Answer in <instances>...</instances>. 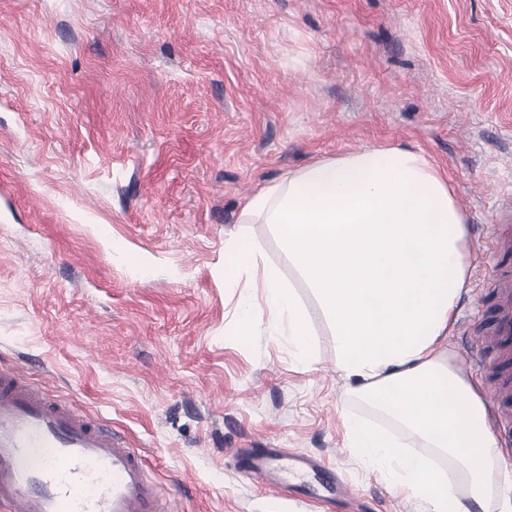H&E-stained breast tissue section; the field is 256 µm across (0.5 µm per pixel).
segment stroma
<instances>
[{"label": "stroma", "mask_w": 512, "mask_h": 512, "mask_svg": "<svg viewBox=\"0 0 512 512\" xmlns=\"http://www.w3.org/2000/svg\"><path fill=\"white\" fill-rule=\"evenodd\" d=\"M402 144L443 168L470 229L448 357L486 392L488 257L512 195V0H0V371L124 434L180 512H320L240 474L299 450L353 489L336 512H422L351 452L346 416L398 433L336 371L331 328L266 224L259 186ZM242 232L291 279L314 361L238 332Z\"/></svg>", "instance_id": "1"}]
</instances>
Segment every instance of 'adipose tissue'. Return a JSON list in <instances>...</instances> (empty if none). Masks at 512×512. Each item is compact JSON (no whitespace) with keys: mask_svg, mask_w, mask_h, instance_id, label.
<instances>
[{"mask_svg":"<svg viewBox=\"0 0 512 512\" xmlns=\"http://www.w3.org/2000/svg\"><path fill=\"white\" fill-rule=\"evenodd\" d=\"M237 221L271 226L330 321L347 385L453 457L471 498L457 497L425 454L350 417L351 450L424 512H473L491 489L499 442L485 400L446 350L469 252L468 216L448 178L419 151L365 147L285 172L244 200ZM224 252L226 283L250 276L263 290L262 306L241 307V335L287 331L308 368L311 328L292 285L246 235L225 241Z\"/></svg>","mask_w":512,"mask_h":512,"instance_id":"obj_1","label":"adipose tissue"}]
</instances>
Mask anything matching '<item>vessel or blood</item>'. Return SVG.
Listing matches in <instances>:
<instances>
[{
    "label": "vessel or blood",
    "instance_id": "vessel-or-blood-1",
    "mask_svg": "<svg viewBox=\"0 0 512 512\" xmlns=\"http://www.w3.org/2000/svg\"><path fill=\"white\" fill-rule=\"evenodd\" d=\"M487 338L512 352V280L497 284ZM501 420L512 418V386L490 388ZM312 457L272 448L248 456L244 475L271 491L289 474L318 471ZM0 503L11 512H172L139 449L14 372H0Z\"/></svg>",
    "mask_w": 512,
    "mask_h": 512
}]
</instances>
